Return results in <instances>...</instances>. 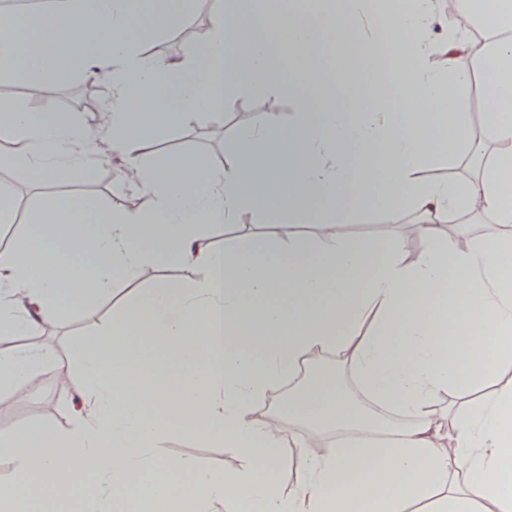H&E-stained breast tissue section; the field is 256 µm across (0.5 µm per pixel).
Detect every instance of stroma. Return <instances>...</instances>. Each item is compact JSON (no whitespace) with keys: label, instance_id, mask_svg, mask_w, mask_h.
I'll list each match as a JSON object with an SVG mask.
<instances>
[{"label":"stroma","instance_id":"stroma-1","mask_svg":"<svg viewBox=\"0 0 512 512\" xmlns=\"http://www.w3.org/2000/svg\"><path fill=\"white\" fill-rule=\"evenodd\" d=\"M110 66L99 61L95 74L85 77L71 72L58 97L51 102L40 101L36 84L6 82L5 100L23 99L39 110L50 113L68 112L83 125H91V112L102 111L112 100ZM235 110L255 112L258 118L276 116L287 122L294 112L293 101H281L280 97L261 89L247 91L237 97ZM214 119L206 110H198L194 119L175 126L159 135L143 140L139 157L145 167L151 168L163 161L170 152L183 151L200 154L212 159L226 158L237 131L236 125L225 123L223 133H216ZM488 142L471 147L460 156L440 158L426 168L425 178L440 181H465L479 171L480 155L489 151ZM118 166L111 158H104L91 177L68 175L56 183L41 181L36 173L20 174L9 167H0V186L11 189L16 211L14 224L0 225V239H17L27 230L29 214L46 195H58L73 200L93 193L112 210L134 211L143 206L141 196L133 190H122L116 185ZM420 214L411 208L401 210L396 217L379 211L368 210L352 223L340 224L336 232L342 237L361 238L373 243L388 240L401 241L406 260H413L425 248L426 241L417 231ZM203 273L193 268L157 265L153 271L133 285H119L115 292L101 300L79 307L74 313L57 323L46 325L31 335H1L0 349L19 350L33 347L45 340H53L58 348L61 362L73 364L70 339L74 336L92 337L114 316L143 300L148 289L162 281L191 283L202 278ZM321 371L316 378L318 385L331 394L354 391L355 385L339 349L324 352L318 358ZM54 377L53 370L46 369L31 378L30 382L0 390V430L18 431L37 422L64 423L70 420L74 398L60 390H48L47 383ZM165 455L186 457L218 472L236 469L241 461L225 447H201L199 440L189 435L171 438L163 447Z\"/></svg>","mask_w":512,"mask_h":512}]
</instances>
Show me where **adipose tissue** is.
I'll list each match as a JSON object with an SVG mask.
<instances>
[{
    "mask_svg": "<svg viewBox=\"0 0 512 512\" xmlns=\"http://www.w3.org/2000/svg\"><path fill=\"white\" fill-rule=\"evenodd\" d=\"M461 4L485 34L479 50L439 15L437 0H319L313 18L296 0H216L195 46L172 63L138 49L143 8L156 28L178 23L166 0H60L31 20L0 19L1 78L49 89L60 62L103 55L113 89L95 130L21 99L1 104L11 119L0 125V166L53 182L90 174L106 147L128 158L119 186L145 200L115 212L90 196L42 198L39 219L0 252V333L57 322L161 263L205 271L188 285L160 284L96 339L74 338L78 374L50 341L0 350V390L53 367L80 400L68 424L0 431V447L15 451L12 476L0 478V512H144L182 500L172 477L185 472L208 489L194 512H407L411 502L425 512H512V383L465 407L439 405L444 394L484 385L490 334L504 339L499 371H512V241H466L452 228L472 212L512 224L503 199L512 176V0ZM73 26L85 37L67 55ZM437 26L445 58L434 66ZM328 45L352 91L346 109L320 58ZM290 58L302 65L285 79ZM384 75L399 111L358 93L365 78ZM475 75L487 81L491 160L468 182L426 179L444 135L459 150L470 143L461 100ZM255 85L296 102L287 125L268 117L240 126L228 161L179 153L150 169L140 162L143 138L188 121L201 101L221 116ZM407 207L429 242L413 261L400 241L377 246L336 232L362 211ZM271 213L281 223H264ZM205 224L244 230L215 251L201 242ZM290 224L319 233L299 239ZM336 345L368 411L314 385L289 394L312 433L335 432L326 449L281 432L280 412L254 417L258 401ZM448 420L451 457L440 451ZM187 433L232 449L242 466L218 474L162 455ZM290 448L305 449L303 474L277 492L273 474Z\"/></svg>",
    "mask_w": 512,
    "mask_h": 512,
    "instance_id": "ef3b65f1",
    "label": "adipose tissue"
}]
</instances>
